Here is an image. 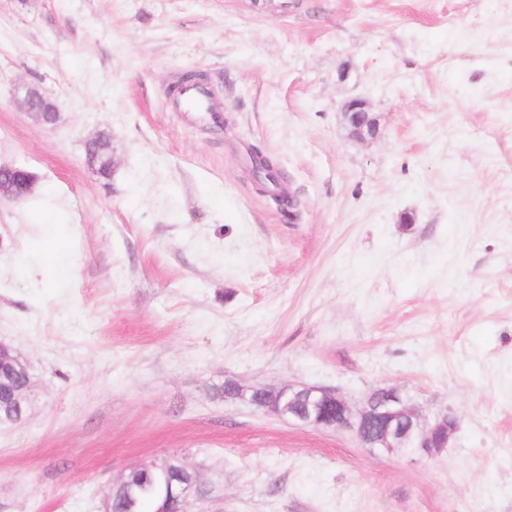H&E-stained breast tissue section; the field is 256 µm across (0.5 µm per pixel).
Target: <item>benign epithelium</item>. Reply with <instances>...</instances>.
<instances>
[{
    "mask_svg": "<svg viewBox=\"0 0 512 512\" xmlns=\"http://www.w3.org/2000/svg\"><path fill=\"white\" fill-rule=\"evenodd\" d=\"M13 100L37 124L47 125L48 98L33 84L19 83L12 88ZM351 135L363 140L377 135L375 118L361 98H352L342 107ZM32 175L14 166H0V200L20 201L31 191ZM269 402L258 404L255 388L243 386L235 400L255 407L278 419L314 427L338 428L352 432L363 447L390 453L406 449L418 456H431L448 445L458 428V420L447 414L428 419L396 386L378 387L353 410L335 391L315 386L284 383L266 387Z\"/></svg>",
    "mask_w": 512,
    "mask_h": 512,
    "instance_id": "1",
    "label": "benign epithelium"
}]
</instances>
